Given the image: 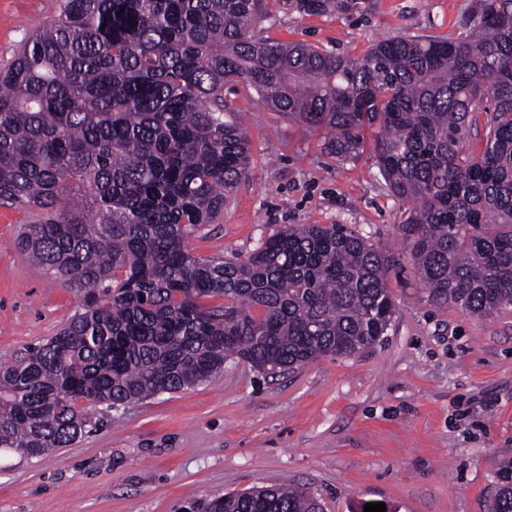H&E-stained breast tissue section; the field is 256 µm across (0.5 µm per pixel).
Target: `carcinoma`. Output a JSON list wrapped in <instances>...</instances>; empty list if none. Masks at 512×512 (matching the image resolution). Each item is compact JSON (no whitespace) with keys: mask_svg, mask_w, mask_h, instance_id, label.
I'll return each instance as SVG.
<instances>
[{"mask_svg":"<svg viewBox=\"0 0 512 512\" xmlns=\"http://www.w3.org/2000/svg\"><path fill=\"white\" fill-rule=\"evenodd\" d=\"M261 16L262 0H62L0 71V204L33 213L18 246L83 296L55 336L0 366V449L66 448L91 426L86 406L180 392L230 358L276 376L386 335L391 260L342 224L192 253L249 172L228 82L320 132L328 157L369 155L410 203L399 228L431 303L512 309V0H478L463 37L391 35L359 59L260 36ZM496 477L490 512H512V458ZM190 512L323 507L279 487Z\"/></svg>","mask_w":512,"mask_h":512,"instance_id":"1","label":"carcinoma"}]
</instances>
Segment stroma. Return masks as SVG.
Returning <instances> with one entry per match:
<instances>
[{"label":"stroma","mask_w":512,"mask_h":512,"mask_svg":"<svg viewBox=\"0 0 512 512\" xmlns=\"http://www.w3.org/2000/svg\"><path fill=\"white\" fill-rule=\"evenodd\" d=\"M349 14L307 15L264 0L262 35L362 57L393 34L460 36L474 0H366ZM60 0H0V68L27 20ZM250 173L190 246L246 254L285 224H342L392 260L396 313L383 340L281 376L234 359L196 387L91 411L93 428L38 458L0 449V512H184L192 499L291 486L324 512H488L499 460L512 457V310L478 317L431 304L398 224L404 205L370 161L339 164L318 132L269 111L242 86ZM25 209L0 205V365L54 336L80 304L15 240Z\"/></svg>","instance_id":"35a3bbf8"}]
</instances>
